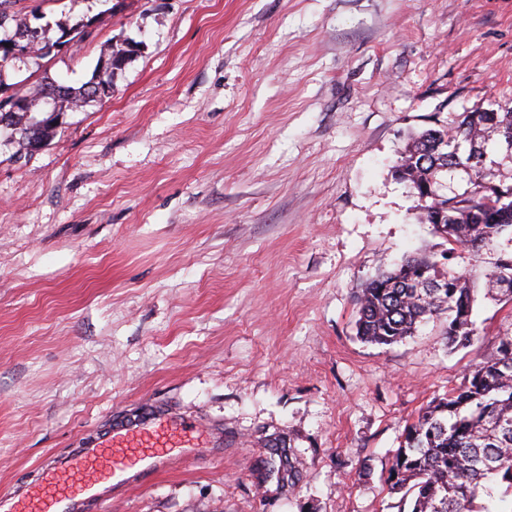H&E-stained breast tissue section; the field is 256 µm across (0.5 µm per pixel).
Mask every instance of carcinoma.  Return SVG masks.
Returning <instances> with one entry per match:
<instances>
[{"mask_svg":"<svg viewBox=\"0 0 512 512\" xmlns=\"http://www.w3.org/2000/svg\"><path fill=\"white\" fill-rule=\"evenodd\" d=\"M21 0H0V29L13 23L12 36L28 29V11ZM54 44L38 33L33 52L21 61H8L0 51V95L8 87L3 79L9 66L38 61L51 55ZM133 50L114 49L104 62L105 82L131 60ZM25 94L28 111L8 113L5 127L18 135V144L29 149L30 139L51 141L56 120L38 119L45 101L62 115L94 100L87 84L75 89L43 75ZM495 128L486 123V113L464 112L455 125L429 128L413 138L397 167L407 172L408 183L418 199L416 218L430 224L447 244L443 261L427 253L405 257L388 270L368 278L356 289V336L374 345H392L413 335L430 321L442 322L448 344L469 347L480 334L473 319L477 289L474 280L484 278L488 291L512 299V222L500 224L494 213L476 221L478 203H493L503 195L512 205V183L496 184L490 168L466 173L467 188L448 195V174L460 170L453 151L464 143L486 154ZM438 213L450 219L437 223ZM474 259L469 272L454 263L458 249ZM390 492L411 495L410 512H497L490 507L495 487L512 490V339L499 341L494 353L483 357L464 381L420 409L406 424L400 446L385 479Z\"/></svg>","mask_w":512,"mask_h":512,"instance_id":"1","label":"carcinoma"}]
</instances>
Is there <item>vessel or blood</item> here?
<instances>
[{
    "label": "vessel or blood",
    "instance_id": "vessel-or-blood-1",
    "mask_svg": "<svg viewBox=\"0 0 512 512\" xmlns=\"http://www.w3.org/2000/svg\"><path fill=\"white\" fill-rule=\"evenodd\" d=\"M223 445V429L154 407L47 453L32 479L0 489V512H105L113 495L142 486L144 477Z\"/></svg>",
    "mask_w": 512,
    "mask_h": 512
}]
</instances>
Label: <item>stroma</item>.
<instances>
[{
  "label": "stroma",
  "mask_w": 512,
  "mask_h": 512,
  "mask_svg": "<svg viewBox=\"0 0 512 512\" xmlns=\"http://www.w3.org/2000/svg\"><path fill=\"white\" fill-rule=\"evenodd\" d=\"M47 62L112 96L23 154L0 133V488L145 404L224 430L109 512H399L405 423L512 337L478 295L474 344L439 322L378 347L354 292L444 240L393 168L412 135L512 107V0H43ZM133 52H134L133 49H129L128 43H126V45L120 49H112V51L108 54V58L105 60V62L103 64L104 65V77H105L106 83L112 84V76L114 75L115 71L116 70L121 71L122 69L125 68V66L128 64V62L133 57V56H131L133 54ZM108 84H106L105 86L104 85L98 86L96 95L101 94L102 90H105L108 93V90H109Z\"/></svg>",
  "instance_id": "obj_1"
}]
</instances>
